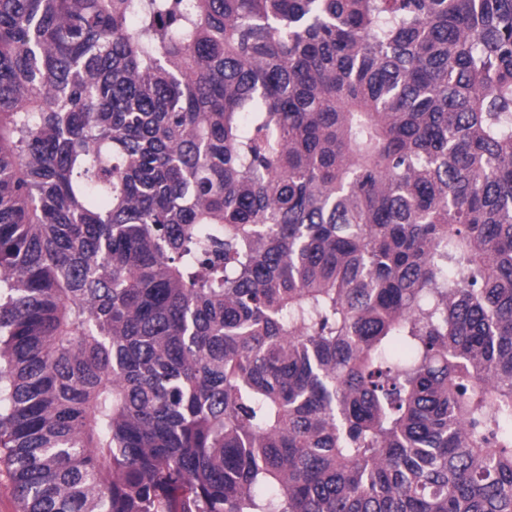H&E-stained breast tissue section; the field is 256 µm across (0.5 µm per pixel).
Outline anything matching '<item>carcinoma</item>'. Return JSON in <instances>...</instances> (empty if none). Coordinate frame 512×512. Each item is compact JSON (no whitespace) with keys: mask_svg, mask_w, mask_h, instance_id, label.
I'll list each match as a JSON object with an SVG mask.
<instances>
[{"mask_svg":"<svg viewBox=\"0 0 512 512\" xmlns=\"http://www.w3.org/2000/svg\"><path fill=\"white\" fill-rule=\"evenodd\" d=\"M21 512H512V0H0Z\"/></svg>","mask_w":512,"mask_h":512,"instance_id":"carcinoma-1","label":"carcinoma"}]
</instances>
